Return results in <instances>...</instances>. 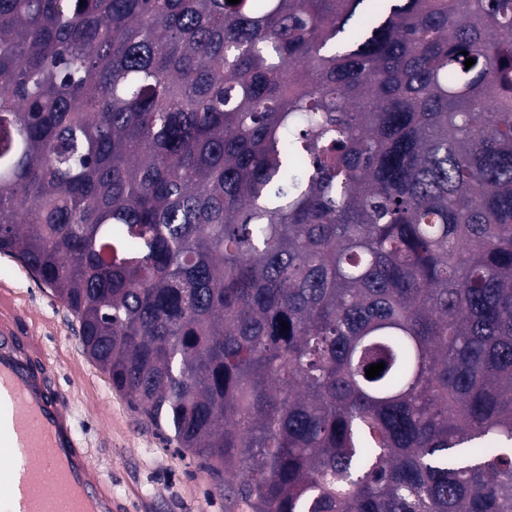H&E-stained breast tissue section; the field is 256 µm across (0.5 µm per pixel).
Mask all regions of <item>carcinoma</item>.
<instances>
[{
    "instance_id": "1",
    "label": "carcinoma",
    "mask_w": 512,
    "mask_h": 512,
    "mask_svg": "<svg viewBox=\"0 0 512 512\" xmlns=\"http://www.w3.org/2000/svg\"><path fill=\"white\" fill-rule=\"evenodd\" d=\"M2 253L249 512H512V0H0Z\"/></svg>"
}]
</instances>
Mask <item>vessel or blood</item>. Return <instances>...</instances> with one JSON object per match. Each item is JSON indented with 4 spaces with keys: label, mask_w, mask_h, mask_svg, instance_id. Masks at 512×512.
<instances>
[{
    "label": "vessel or blood",
    "mask_w": 512,
    "mask_h": 512,
    "mask_svg": "<svg viewBox=\"0 0 512 512\" xmlns=\"http://www.w3.org/2000/svg\"><path fill=\"white\" fill-rule=\"evenodd\" d=\"M44 345L0 290V512H120L75 418L52 386Z\"/></svg>",
    "instance_id": "b4317fda"
}]
</instances>
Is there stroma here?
<instances>
[{
    "label": "stroma",
    "instance_id": "1",
    "mask_svg": "<svg viewBox=\"0 0 512 512\" xmlns=\"http://www.w3.org/2000/svg\"><path fill=\"white\" fill-rule=\"evenodd\" d=\"M1 285L13 289L24 327L44 343L88 456L128 512H239L205 465L179 456L82 353L79 324L50 288L3 254Z\"/></svg>",
    "mask_w": 512,
    "mask_h": 512
}]
</instances>
